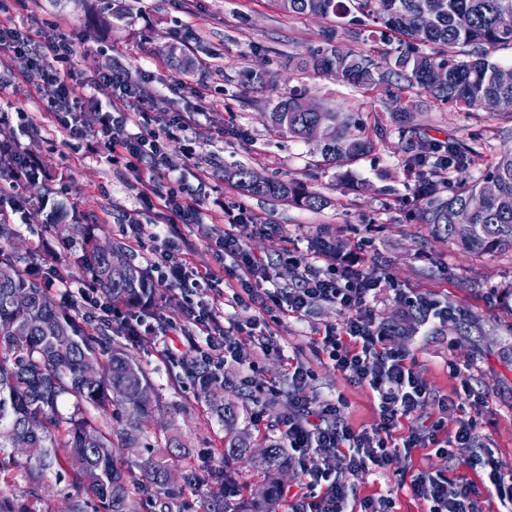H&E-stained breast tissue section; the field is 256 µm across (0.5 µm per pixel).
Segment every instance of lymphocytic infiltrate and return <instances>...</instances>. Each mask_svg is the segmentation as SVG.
<instances>
[{
	"instance_id": "f902f5d3",
	"label": "lymphocytic infiltrate",
	"mask_w": 512,
	"mask_h": 512,
	"mask_svg": "<svg viewBox=\"0 0 512 512\" xmlns=\"http://www.w3.org/2000/svg\"><path fill=\"white\" fill-rule=\"evenodd\" d=\"M10 54L28 57L38 93L46 98L54 119L72 136L84 135L78 124L82 109L90 106L98 111L95 137L103 143L112 165L138 171L163 162L179 173L175 184L164 192L149 180H141L140 200L156 212L158 221L147 226L135 221L128 224L131 243L152 254V272L172 285L175 308L132 311L116 303L106 305L98 301L95 289L85 282L78 287L77 295L86 317L112 323L132 340L145 331L158 335L168 357H175L184 348L194 352L205 368L217 373L230 358L255 368V361L244 360L241 353L246 342L263 356L283 355L281 343L266 330L267 314L302 321L319 302L334 304L343 314L341 327L326 329L313 345L351 382L369 385L380 424L370 432L344 424L343 398L310 399L305 389L312 373L297 364L287 372L281 439L289 458L299 463L307 479L304 492L289 496L288 512H346L351 491L349 477L387 468L394 452L386 434L396 429L401 420L419 413L429 399V391L409 364L407 353L386 344L389 329L379 321L373 306L382 277L364 273L355 263L329 253L317 266L286 248L278 260L296 267L299 275L292 286H276L273 265L256 258L246 245L247 238L267 233L269 227L258 223L243 208L226 211L227 225L215 239L224 257L223 271L194 262L188 253L176 250L170 228L198 222L200 211L196 199L190 196L187 178L192 175L202 183L206 176L191 173L187 162L169 156L163 138L164 132L173 128L188 130L190 119L178 114L154 122L145 110L149 101L145 86L131 82L124 70L115 69L86 80L72 65V34L65 20H57L48 35L0 21V56ZM133 110L139 112L143 122L136 133L126 130ZM228 277L240 286L232 295L233 303L239 307L255 305L263 312L262 317L250 319L233 333L225 330L224 313L218 303L198 299L201 293L216 292ZM446 445L449 461L483 465L498 500L512 503V467L478 451L472 419H460ZM335 453L340 454L345 472L341 479L331 478L324 466L326 458ZM410 488L415 497L428 504L429 512H476L474 486L467 478H459L457 489L452 491L446 474L421 472L414 476Z\"/></svg>"
}]
</instances>
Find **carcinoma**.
Listing matches in <instances>:
<instances>
[{
	"mask_svg": "<svg viewBox=\"0 0 512 512\" xmlns=\"http://www.w3.org/2000/svg\"><path fill=\"white\" fill-rule=\"evenodd\" d=\"M282 13L334 17L335 25L322 41L296 58L301 74L332 77L355 89L385 96L402 167L417 175L419 219L438 240L454 242L475 255L512 253V149L491 166L471 174L475 147L455 139L430 140L416 115L430 104L478 112L495 103L512 119V82L499 78L497 48L512 46V0H273ZM398 46H392V41ZM374 47L367 48L368 44ZM171 66L178 72L205 71L180 42L168 46ZM302 95L293 89L268 101V126L302 139L318 122L331 133L320 145L322 161L352 168L375 148L365 134L358 112H338L322 106L317 112H295ZM448 154L451 183L432 175L434 161ZM225 177L249 196L292 202L320 212L330 201L296 182L251 181V171L236 168ZM464 211L468 220L457 222ZM82 235V272L106 301L146 307L158 298L149 273L117 242L101 240L73 225ZM125 253V262L112 265L110 250ZM0 472L14 455L8 449L25 443L26 461L18 471L39 481L56 469L68 468L79 478L83 493L99 503V512H140L138 496L154 503L158 512H185L187 503L170 488L181 445L169 438L139 457L141 476L127 468L126 455L141 448L153 415L150 404L135 393L151 387L144 368L115 342L111 324H93L59 304H45L44 271L27 258L0 245ZM194 383L208 393L212 381L197 366L187 367ZM94 409L112 422L101 425L87 415ZM224 455L246 461L260 479L258 496L246 486L237 496L252 502L249 512H271L288 472L286 449L270 444L257 453L246 439L230 432Z\"/></svg>",
	"mask_w": 512,
	"mask_h": 512,
	"instance_id": "1",
	"label": "carcinoma"
}]
</instances>
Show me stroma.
<instances>
[{
  "instance_id": "1",
  "label": "stroma",
  "mask_w": 512,
  "mask_h": 512,
  "mask_svg": "<svg viewBox=\"0 0 512 512\" xmlns=\"http://www.w3.org/2000/svg\"><path fill=\"white\" fill-rule=\"evenodd\" d=\"M121 4L122 18L112 15ZM8 16L15 25L34 32L49 31L53 21L67 18L75 34L74 67L86 77L123 67L132 81L147 83L151 115L167 118L191 116L192 127L175 132L168 143L171 154L191 148L192 166L206 171L208 187L198 190L201 216L198 223L181 224L175 240L181 250L196 259L218 265L219 256L210 244L224 227V211L245 207L258 223L273 225V234L247 241L248 249L265 261L276 262V281L287 286L295 281V267L277 263L282 249L310 255L312 238L326 232L343 240L367 273L386 277L391 287L376 302L380 318L393 316L402 305L395 296L402 288L466 312L477 319L483 334L480 347H472L453 323L435 320L419 323L407 336H395L392 347L405 350L417 376L427 384L431 398L414 420L402 421L397 434L410 427L428 430L436 418L448 424L472 417L476 436L484 451L512 466V253L477 256L454 243L433 238L428 225L417 218L421 206L414 196V180L398 166L396 135L377 141L375 150L354 168L350 179H341L333 165L316 167V142H306L268 129L264 112L269 99L289 89L305 90L312 103L378 117L389 124L384 98L363 92L331 77L299 75L293 56L320 43L332 28L331 20L291 17L280 13L271 0H11ZM190 34V49L208 65L207 75H182L167 62L166 47L175 35ZM265 69L276 77L272 89L243 85L246 70ZM28 61L23 56H0V110L37 114L35 125L14 122L9 135L23 150L40 157L47 172L40 179L41 192L26 196L24 222L16 223L12 243L20 254L39 258L52 249L65 284H53L49 295L65 301L66 288H77L83 273L74 255L81 246L80 234L58 232L51 224L53 212L65 213L66 223L80 222L103 239L124 241L125 212L139 210L144 224L155 221L154 213L140 210L134 172L112 166L103 150L90 140L98 128L95 109H84L80 124L87 136H70L55 120L44 119L47 103L29 80ZM429 138L476 141L484 149L474 169L482 171L502 151L512 149V119L488 112L454 109L428 110L422 116ZM244 167L271 179L303 182L331 201L319 213L293 205L250 197L224 179L225 170ZM223 184L220 193L212 184ZM342 314L330 303L318 304L305 321L284 318L270 322L269 330L284 347L283 356H269L252 373L235 362L224 366V386L214 401H207L185 376L180 363L166 357L155 336L146 334L125 340L128 351L142 364L152 383L153 426L176 437L185 447L177 473L202 464L224 465L238 484L253 483V471L236 459H223L224 401L237 402V430L247 432L256 446L278 443V421L285 395L274 406L264 407L262 420H254L251 400L237 399L238 389L251 382H283L289 360L305 363L313 371L308 396L322 400L343 397V420L354 430L376 428L379 417L367 386L349 383L327 356L317 355L311 345L315 331L340 326ZM482 398L481 407L471 403L440 412V398L454 396L462 386ZM442 471L449 481L466 475L475 484L478 512H504L497 498L488 495L480 468L449 463L433 447L399 453L386 470L350 477L356 499L392 498V512H427L425 502L407 487L419 471ZM72 472L48 473L32 485L18 472L0 479V495L15 505L39 495L46 512H63L76 495Z\"/></svg>"
}]
</instances>
